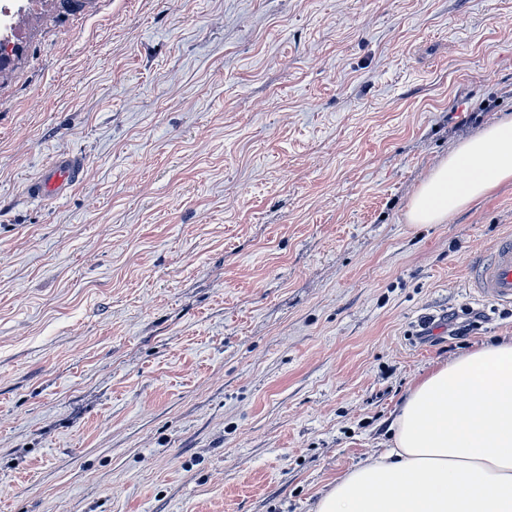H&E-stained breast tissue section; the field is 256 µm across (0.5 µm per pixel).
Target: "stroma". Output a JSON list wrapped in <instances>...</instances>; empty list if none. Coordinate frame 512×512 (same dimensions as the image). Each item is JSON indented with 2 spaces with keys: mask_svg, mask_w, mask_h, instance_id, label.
Returning <instances> with one entry per match:
<instances>
[{
  "mask_svg": "<svg viewBox=\"0 0 512 512\" xmlns=\"http://www.w3.org/2000/svg\"><path fill=\"white\" fill-rule=\"evenodd\" d=\"M23 2L0 85V512H313L387 447L415 379L512 334L465 287L512 231V181L406 219L512 115V0ZM51 154L81 158L78 186L27 199ZM10 37L16 41V47H13L9 50H5L2 48L4 40L0 38V70L2 69V67L4 69L2 77L9 72V68H6L7 64H15L17 69L25 58V42L16 36V32H13V34L10 35Z\"/></svg>",
  "mask_w": 512,
  "mask_h": 512,
  "instance_id": "1",
  "label": "stroma"
}]
</instances>
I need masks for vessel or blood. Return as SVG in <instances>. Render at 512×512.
Instances as JSON below:
<instances>
[{
    "label": "vessel or blood",
    "instance_id": "1",
    "mask_svg": "<svg viewBox=\"0 0 512 512\" xmlns=\"http://www.w3.org/2000/svg\"><path fill=\"white\" fill-rule=\"evenodd\" d=\"M80 160L71 154L53 156L30 181V194L43 201L66 197L75 187ZM475 299L496 306H512V235L500 237L490 259L475 262L466 280Z\"/></svg>",
    "mask_w": 512,
    "mask_h": 512
}]
</instances>
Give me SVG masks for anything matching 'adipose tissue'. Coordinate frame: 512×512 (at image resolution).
<instances>
[{
    "mask_svg": "<svg viewBox=\"0 0 512 512\" xmlns=\"http://www.w3.org/2000/svg\"><path fill=\"white\" fill-rule=\"evenodd\" d=\"M509 179L512 117H505L431 170L407 221L443 223ZM390 428L392 447L329 483L314 512H512V336L416 381Z\"/></svg>",
    "mask_w": 512,
    "mask_h": 512,
    "instance_id": "obj_1",
    "label": "adipose tissue"
}]
</instances>
